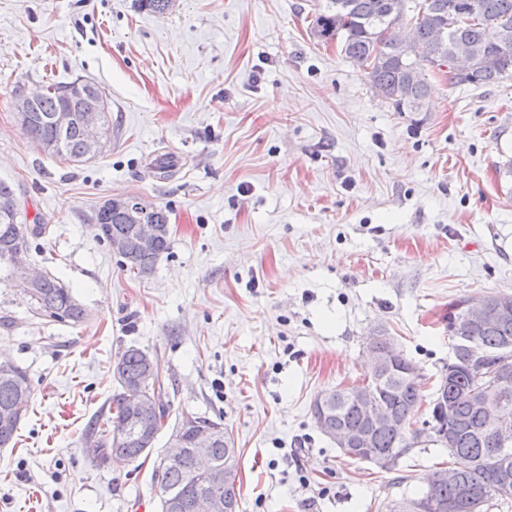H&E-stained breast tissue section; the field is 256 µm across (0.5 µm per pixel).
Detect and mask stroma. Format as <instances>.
<instances>
[{
  "label": "stroma",
  "mask_w": 512,
  "mask_h": 512,
  "mask_svg": "<svg viewBox=\"0 0 512 512\" xmlns=\"http://www.w3.org/2000/svg\"><path fill=\"white\" fill-rule=\"evenodd\" d=\"M314 0H0V181L27 224L31 269L84 308L34 313L0 282V357L32 398L0 448V512H160L153 460L100 464L112 366L153 354L173 415L221 424L241 512H387L452 465L424 435L395 470L344 455L314 400L361 383L366 337L393 336L426 392L451 357L450 303L512 295V77L451 84L394 111L337 41L314 39ZM99 84L112 134L87 162L41 152L16 91ZM174 157L173 177L150 165ZM135 195L168 210L153 274L122 266L94 212Z\"/></svg>",
  "instance_id": "obj_1"
}]
</instances>
